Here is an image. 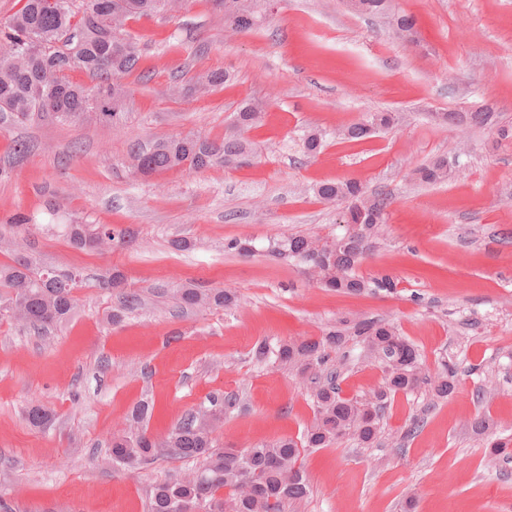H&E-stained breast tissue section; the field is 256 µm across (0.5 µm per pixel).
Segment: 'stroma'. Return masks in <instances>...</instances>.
I'll return each mask as SVG.
<instances>
[{
  "instance_id": "1",
  "label": "stroma",
  "mask_w": 512,
  "mask_h": 512,
  "mask_svg": "<svg viewBox=\"0 0 512 512\" xmlns=\"http://www.w3.org/2000/svg\"><path fill=\"white\" fill-rule=\"evenodd\" d=\"M416 19L413 41L387 18L349 11L344 0H279L258 26H225L212 0H176L128 20L139 67L123 76L122 124L59 123L0 114V265L22 256L79 270L73 317L44 336L0 316V498L16 512H146L153 487L188 472L160 449L145 463L108 459L131 410L150 401L157 438L225 394L237 397L214 438L249 448L298 439L314 420L307 386L288 364L257 361L254 345L321 336L341 320L393 323L429 371L454 361L445 399L429 386L392 395L377 440L304 451L310 494L295 512H512V460H489L491 437H512V0H393ZM226 75L206 95L195 79ZM248 101L264 105L245 130L253 164L129 168L134 145L172 135L223 139ZM490 108L494 126L451 129L445 112ZM399 113L398 126L361 140L343 130L365 113ZM319 153L300 149L311 130ZM25 152H18V143ZM449 155L448 181L412 172ZM358 180L390 198L387 222L359 272L387 275L394 293L323 288L302 265L273 256V239L339 234L325 182ZM32 217L15 226L14 214ZM108 224L132 240L97 251L73 247L61 225ZM185 239L189 249L175 241ZM233 239L253 241L242 256ZM120 273V287L101 280ZM185 286L221 288L235 306H180ZM139 302L110 322L124 294ZM384 382L362 344L346 357L342 397L362 399ZM52 416L28 425V408ZM479 413L496 424L475 435Z\"/></svg>"
}]
</instances>
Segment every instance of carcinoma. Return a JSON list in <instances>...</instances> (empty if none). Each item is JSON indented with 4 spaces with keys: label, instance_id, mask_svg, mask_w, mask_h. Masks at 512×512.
<instances>
[{
    "label": "carcinoma",
    "instance_id": "cac0c4a2",
    "mask_svg": "<svg viewBox=\"0 0 512 512\" xmlns=\"http://www.w3.org/2000/svg\"><path fill=\"white\" fill-rule=\"evenodd\" d=\"M169 0H81L82 17H77L73 0H24L22 8L0 24V112L24 119L34 112L58 122L84 120L113 125L124 119L122 112L102 108L101 98L122 92L117 79L138 66L137 43L123 30L112 28V14L124 19L152 16ZM224 8V23L239 30L256 24L258 0H219ZM356 13L384 15L390 18L396 33L403 38L414 35L412 16L393 12L392 0H346ZM93 16L88 24L85 15ZM79 68L96 83L83 86L70 82L68 72ZM225 74L213 71L197 81L191 93L203 95L224 82ZM244 128L259 123L261 107L247 103L235 114ZM488 109L475 112H446L444 122L451 127H485L492 122ZM396 112H369L348 127L343 136L354 140L374 130L396 126ZM323 144L322 133L308 132L303 152L314 155ZM252 154L250 145L234 133L221 141L201 136H171L147 146L135 147L131 168L141 176L186 168L198 171L213 165L238 166L239 158ZM452 172L448 156H437L416 168V180L435 184L448 180ZM318 197L327 203L344 205L343 233L321 239L292 235L269 243L272 254L307 265L311 247L324 242V265L320 283L338 292L360 294L367 290L392 292L394 281L384 275L365 278L357 267L371 252L387 223L389 198L383 192H368L355 179L324 183L317 187ZM65 235L77 248L94 249L101 244L125 241L127 232L106 224H66ZM43 269L26 258L11 265H0V315L25 318L24 325L46 331L66 323L75 306L73 290L78 279L61 272L54 282L42 279ZM178 302L199 308L228 307L234 297L222 289L180 288ZM364 345L371 357L381 362L386 374L385 386L362 400L340 396V374L331 364V356L344 350L349 341ZM256 360L274 359L291 365L309 380L314 407V422L300 441L282 438L253 448H218L212 434L224 413L236 405L237 398L226 394L200 408L156 444L147 431L132 428L112 440L109 457L116 465L132 466L151 460L157 446L168 448L180 459L198 464L199 476H182L157 484L151 493L148 512H178L180 503H193L202 512H286L309 494V483L299 464L301 450L325 448L347 438L363 445L377 437L379 423L391 394L411 390L420 384L430 386L434 395L444 398L456 390L457 372L448 361L440 363L435 374L422 369L414 346L403 339L390 323L373 320H344L316 339L282 342L274 347L258 343ZM36 428L51 423L47 411L31 408L26 416Z\"/></svg>",
    "mask_w": 512,
    "mask_h": 512
}]
</instances>
